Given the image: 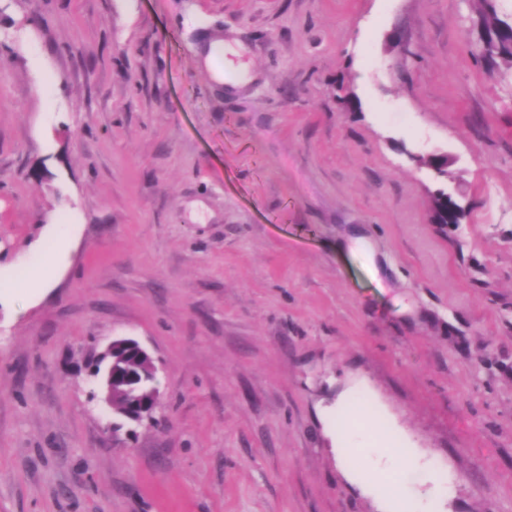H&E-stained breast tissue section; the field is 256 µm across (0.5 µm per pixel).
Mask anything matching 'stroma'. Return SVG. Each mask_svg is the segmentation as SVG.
<instances>
[{
    "instance_id": "1",
    "label": "stroma",
    "mask_w": 512,
    "mask_h": 512,
    "mask_svg": "<svg viewBox=\"0 0 512 512\" xmlns=\"http://www.w3.org/2000/svg\"><path fill=\"white\" fill-rule=\"evenodd\" d=\"M482 11L0 0V281L56 260L0 295V512H382L337 457L381 467L377 428L426 512H512V63ZM117 336L158 424L89 397ZM51 266L52 257L48 254H43L19 277L12 280L8 288H13L14 291H28L31 288H44L47 284V273ZM377 440L383 447L377 448L379 454L388 460V466L383 470L391 474L405 471L409 466V456L405 455L403 449L393 446L380 432Z\"/></svg>"
}]
</instances>
